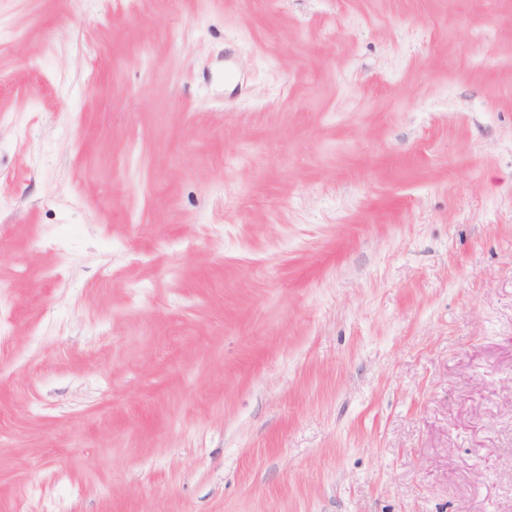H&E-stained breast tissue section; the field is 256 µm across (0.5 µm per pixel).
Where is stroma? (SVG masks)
<instances>
[{
    "label": "stroma",
    "mask_w": 512,
    "mask_h": 512,
    "mask_svg": "<svg viewBox=\"0 0 512 512\" xmlns=\"http://www.w3.org/2000/svg\"><path fill=\"white\" fill-rule=\"evenodd\" d=\"M512 512V0H0V512Z\"/></svg>",
    "instance_id": "1"
}]
</instances>
